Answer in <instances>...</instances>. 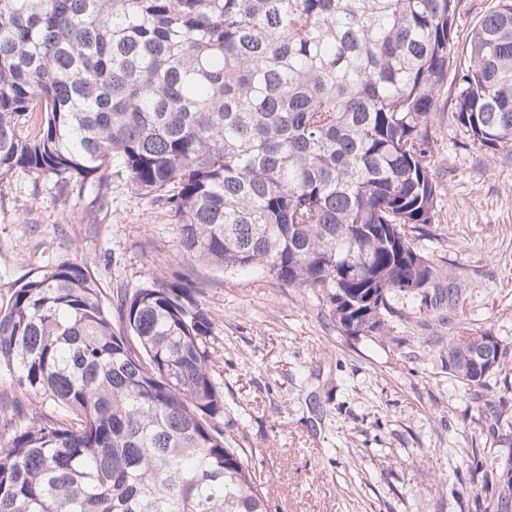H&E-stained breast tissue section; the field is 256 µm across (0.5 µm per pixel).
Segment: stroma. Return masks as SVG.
<instances>
[{"label":"stroma","instance_id":"stroma-1","mask_svg":"<svg viewBox=\"0 0 512 512\" xmlns=\"http://www.w3.org/2000/svg\"><path fill=\"white\" fill-rule=\"evenodd\" d=\"M495 5L459 0V66ZM452 97L441 93L430 128L439 195L418 247L466 286L463 327L512 346V147L473 146ZM110 197L100 211L95 182L62 196L54 179H14L0 201V305L12 285L66 259L86 264L112 300L159 268L189 278L215 322L225 430L252 450L272 512H475L456 475L460 451L488 461L501 446L448 370L441 311L405 297L384 337L343 335L321 293L182 263L176 225L117 168Z\"/></svg>","mask_w":512,"mask_h":512}]
</instances>
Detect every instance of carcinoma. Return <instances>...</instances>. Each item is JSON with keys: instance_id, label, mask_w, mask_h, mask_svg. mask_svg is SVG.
Masks as SVG:
<instances>
[{"instance_id": "1", "label": "carcinoma", "mask_w": 512, "mask_h": 512, "mask_svg": "<svg viewBox=\"0 0 512 512\" xmlns=\"http://www.w3.org/2000/svg\"><path fill=\"white\" fill-rule=\"evenodd\" d=\"M459 0H0V198L19 175L69 195L112 165L179 228L181 260L261 268L325 292L347 336H382L400 297L466 289L414 246L439 194L429 129L445 86L473 144L512 146V0L452 69ZM192 281L158 269L117 306L76 260L0 306V512H271L224 430L214 324ZM468 336L448 369L488 387ZM41 398L51 412L17 411ZM512 420V388L484 409ZM461 451L483 512H512L499 476Z\"/></svg>"}]
</instances>
